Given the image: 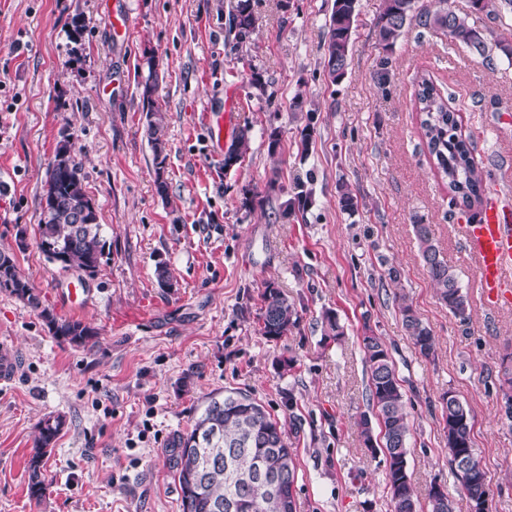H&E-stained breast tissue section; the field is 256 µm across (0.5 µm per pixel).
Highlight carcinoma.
Here are the masks:
<instances>
[{
    "label": "carcinoma",
    "mask_w": 512,
    "mask_h": 512,
    "mask_svg": "<svg viewBox=\"0 0 512 512\" xmlns=\"http://www.w3.org/2000/svg\"><path fill=\"white\" fill-rule=\"evenodd\" d=\"M501 11L512 13V0H470V12L463 14L451 9L448 0H434L429 6H419L417 0H383L382 12L375 22L377 45L382 52L375 72L378 83L388 81L389 54L414 18L423 28L446 32L454 44L492 61L487 36L473 16ZM232 22L237 39H249L256 23L252 0H236ZM357 22V0H334L324 58L325 69L334 83L347 73L349 47ZM157 84L158 72L150 61L148 74L140 82V95L153 152L156 191L165 199L167 139L165 116L154 99ZM415 103L420 129L437 173L453 193V200L461 202L468 219L476 220L484 205L487 184L475 161L473 142L458 134L457 113L448 106V99L432 79L420 77ZM248 146L249 129L244 127L235 133L224 154V170L236 166ZM43 201L38 247L63 269L98 273L106 241L100 232L95 203L85 190L82 163L73 155L66 137L57 143L46 172ZM413 228L438 299L454 316L467 320L468 296L462 291L455 269L435 243L432 225L416 218ZM0 291L39 311L49 333L57 339L84 347L96 336L90 326L77 319H63L43 305L19 272L14 255L2 250ZM262 301L261 335L267 339L287 335L298 321L292 304L273 282L266 284ZM400 311L403 327L414 347L422 356H431L435 350L431 329L407 302L400 304ZM361 348L369 373V405L382 434L384 483L391 512H420L408 472L409 422L401 379L381 337L372 332L364 334ZM498 385L506 418L512 421V352L501 359ZM441 421L452 473L472 501L474 512H488L487 472L474 448L470 410L452 391L441 397ZM63 426L60 416L39 423L35 453L29 462V494L36 500L45 496L47 490L41 472L43 458ZM165 452L177 477L182 512H295L296 467L285 427L242 391L227 390L220 398H210L191 430L176 434ZM427 512H453L452 501L437 484L429 489Z\"/></svg>",
    "instance_id": "cac0c4a2"
}]
</instances>
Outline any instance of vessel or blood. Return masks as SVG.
I'll use <instances>...</instances> for the list:
<instances>
[{"label": "vessel or blood", "mask_w": 512, "mask_h": 512, "mask_svg": "<svg viewBox=\"0 0 512 512\" xmlns=\"http://www.w3.org/2000/svg\"><path fill=\"white\" fill-rule=\"evenodd\" d=\"M461 243L476 266L475 287L491 311L512 307V201L490 188L478 221L462 223ZM18 366L13 343L0 342V388L13 383Z\"/></svg>", "instance_id": "b4317fda"}]
</instances>
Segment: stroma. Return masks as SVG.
<instances>
[{
  "label": "stroma",
  "mask_w": 512,
  "mask_h": 512,
  "mask_svg": "<svg viewBox=\"0 0 512 512\" xmlns=\"http://www.w3.org/2000/svg\"><path fill=\"white\" fill-rule=\"evenodd\" d=\"M230 3L0 0V250L14 253L45 306L96 331L84 347L57 340L37 311L0 293V336L14 340L22 360L16 381L0 390V512H182L165 450L211 395L231 389L284 424L296 512H390L384 456L366 447L358 426L368 409L360 347L368 329L382 336L403 380L418 497L436 483L454 512L472 510L440 424L450 390L471 410L491 512H512V422L497 381L512 310L484 309L460 245L461 211L436 175L414 108L417 81L429 75L473 141L476 163L512 193V61L485 64L447 34L413 24L379 84L383 0H358L347 75L334 84L323 67L333 0H253L256 28L242 44ZM116 9L128 14L127 36L112 30ZM76 16L84 25L77 46ZM151 57L166 124L165 199L137 88ZM255 73L263 88L251 86ZM227 107L234 127L250 128L247 153L228 171L206 121ZM64 135L108 245L78 312L63 304L78 271L49 262L37 245L46 171ZM299 184L309 206L283 215ZM343 187L357 201L353 212L340 208ZM416 217L431 225L467 292L469 321L439 301ZM160 261L172 288L156 282ZM392 268L399 280H390ZM269 281L299 315L274 340L259 333ZM404 301L433 333L431 357L405 333ZM328 311L344 327L341 339L324 334ZM57 414L65 425L44 458L48 489L37 501L29 460L40 421Z\"/></svg>",
  "instance_id": "obj_1"
}]
</instances>
